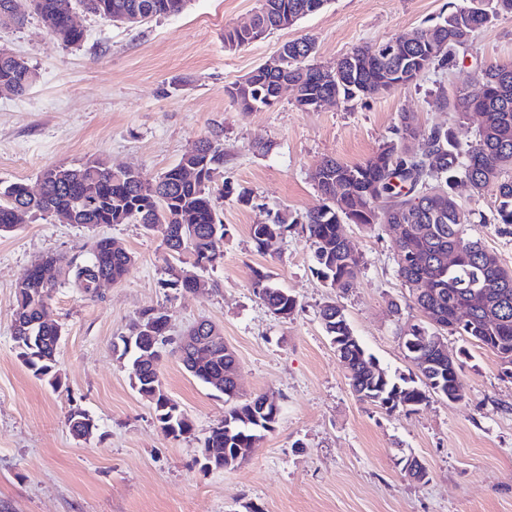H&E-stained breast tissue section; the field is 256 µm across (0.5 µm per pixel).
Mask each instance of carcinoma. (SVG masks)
<instances>
[{
    "label": "carcinoma",
    "instance_id": "carcinoma-1",
    "mask_svg": "<svg viewBox=\"0 0 512 512\" xmlns=\"http://www.w3.org/2000/svg\"><path fill=\"white\" fill-rule=\"evenodd\" d=\"M63 0H37V15L51 36L61 45L82 42L83 30L70 25L61 8ZM86 11L109 21L114 16L137 12L150 18L177 15L187 0H78ZM330 0H262L252 17V26L264 34L294 26L305 16L320 11ZM501 15L512 16V0H459L447 16L416 30L410 46L394 54L386 53L395 39L373 48L357 46L343 55L332 69L336 80L320 78L322 66L315 63V40L301 36L288 42V52L280 55L273 72L263 66L251 72L246 85L234 81L224 93L245 111L270 109L278 103L280 78L296 84L297 106L316 110L320 100L333 98L341 103L388 93L419 81L430 69L454 71L453 53L463 34L491 23ZM254 42L245 26L224 29V47L237 50ZM37 75L27 61L0 48V90L22 95ZM471 76L458 78L453 99L441 93L436 101L465 116L475 112L484 117L475 144L466 148L457 141L451 127L437 125L417 139V127L409 114L401 116L393 137L385 141L363 162L347 164L335 159L316 171L313 181L320 205L291 221L277 213L269 224H253L250 237L260 253H267L301 225L310 242L312 272L331 291L352 287L364 256L351 249L344 238L343 225L360 224L370 230L398 224L403 231L396 239V272L409 291L408 307L420 318L400 327L399 340L406 356L413 358L416 373L406 377L382 368L354 335L341 306L333 299L324 302L319 317L342 361L353 394L361 402L389 412H413L432 397L455 401L463 397L460 377V349L448 358V350L438 347L445 336H459L494 351L504 369L512 372V270L505 268L496 253L467 232L474 223L472 210L456 199V187L470 184L479 199L488 190L495 192L496 221L512 225V62L492 63L483 68L482 93H464ZM198 168V176L188 180L187 167ZM224 168V151L209 139L197 141L180 161L160 175L149 178L140 171H115L95 158L74 165L44 168L43 191L34 197L28 185L11 183L0 188V234L15 230L25 219L65 211L72 223L85 227L101 224H140L148 233H158L166 253L172 258L188 253L192 267L206 272L224 256L227 232L217 208L224 188H215L216 176ZM453 252L457 263L434 270L415 260L431 259ZM57 261L45 255L31 264L15 289L16 305L12 338L18 358L32 373L57 388L61 377L55 371L62 327L42 320L60 283L45 285L39 276L42 267ZM134 255L112 248L109 238L96 240L88 261L68 267L67 281L85 297L97 294L102 277L112 282L123 279ZM182 265L166 262L160 288L189 291L193 283L181 279ZM431 281L426 294L415 292V284ZM254 295L275 317L286 320L297 308V300L278 287L269 272L253 270ZM151 325L156 335L169 331L166 311L142 309L126 334L112 339V351L126 361L138 393L149 402L161 430L179 439L193 431V424L177 402L165 394L158 366L150 365L145 354L150 338L139 331ZM207 348L179 353L184 369L210 389L224 395V419L212 427L202 447L210 452L214 469H233L247 460L255 448L278 424L280 408L268 405L265 396L245 401L237 399V384L224 372L237 367L236 357ZM201 353L210 357L196 364ZM74 438L87 439L97 430L95 419L83 412L81 420L67 416Z\"/></svg>",
    "mask_w": 512,
    "mask_h": 512
}]
</instances>
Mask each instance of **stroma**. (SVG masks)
<instances>
[{
	"mask_svg": "<svg viewBox=\"0 0 512 512\" xmlns=\"http://www.w3.org/2000/svg\"><path fill=\"white\" fill-rule=\"evenodd\" d=\"M448 2L329 0L293 27L233 52L224 48L225 28L252 16L260 0H188L178 15L134 26L81 13L84 39L74 47L58 45L34 15L20 26L0 25V47L37 74L24 95H0V186L33 187L45 167L95 157L152 178L216 135L224 150L219 178L232 189L217 203L227 229L224 258L207 272L203 292H163L165 248L138 224L87 228L38 216L0 236V512H247L251 505L261 512H512V377L494 352L448 337L450 350H468L465 395L432 398L416 412H386L359 401L348 385L319 318L331 298L382 367L411 368L391 311L407 304L409 292L396 275L390 236L344 225L366 265L347 293L333 294L313 274L300 230L273 254L257 252L249 233L276 212L316 208L313 171L329 158L362 162L391 137L401 113L413 114L419 131L443 124L461 145L473 144L479 116L462 119L436 104L439 92L453 93V74L433 69L418 84L317 111L300 109L289 90L257 112L224 93L291 39L312 36L317 63L329 66L352 47L413 31L447 12ZM457 59L464 71L512 62V16L470 34ZM240 188L250 204L238 202ZM457 198L482 216L472 235L512 268V230L495 221L494 193L477 200L462 184ZM101 237L135 262L95 298L68 284L54 293L49 316L63 329L55 389L17 356L15 285L43 255L86 260ZM256 268L296 296L293 316L274 317L253 294ZM150 306L167 311L173 337L200 319L218 325L237 356L243 396L278 397L275 431L237 469L206 470L198 462L210 427L224 417L222 394L165 356L162 387L194 424L190 437L172 439L113 354V337ZM75 408L98 424L89 439L68 430L66 415ZM408 456L425 465L424 481L403 476L400 460Z\"/></svg>",
	"mask_w": 512,
	"mask_h": 512,
	"instance_id": "obj_1",
	"label": "stroma"
}]
</instances>
